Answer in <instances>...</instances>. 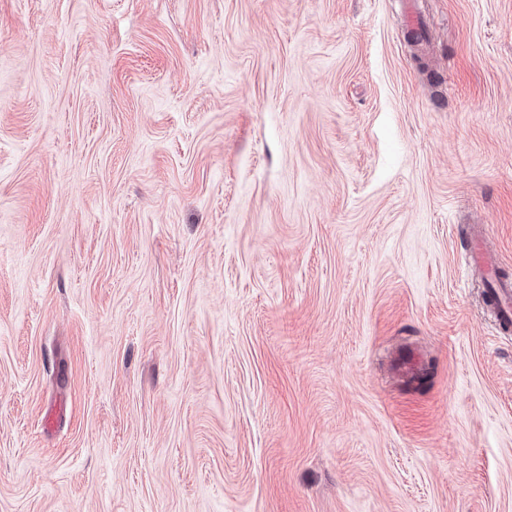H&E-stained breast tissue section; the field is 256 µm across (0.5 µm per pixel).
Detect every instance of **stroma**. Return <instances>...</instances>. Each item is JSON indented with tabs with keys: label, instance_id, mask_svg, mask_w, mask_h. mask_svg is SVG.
I'll use <instances>...</instances> for the list:
<instances>
[{
	"label": "stroma",
	"instance_id": "stroma-1",
	"mask_svg": "<svg viewBox=\"0 0 512 512\" xmlns=\"http://www.w3.org/2000/svg\"><path fill=\"white\" fill-rule=\"evenodd\" d=\"M416 10L0 0V512H512V0ZM469 264L479 270L490 284L488 289L490 306L501 330H512V282L498 278L496 274L498 259L488 249L481 237L472 238L468 244Z\"/></svg>",
	"mask_w": 512,
	"mask_h": 512
}]
</instances>
